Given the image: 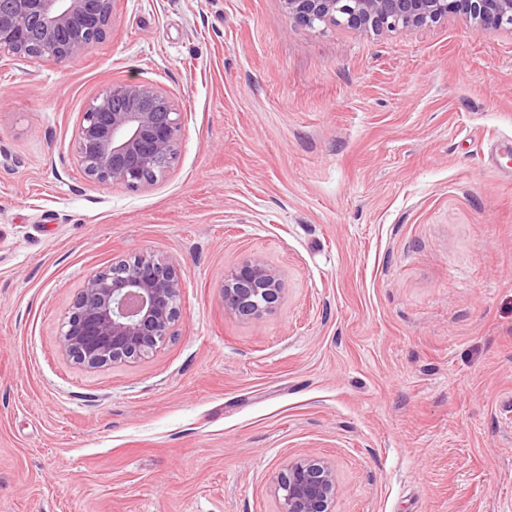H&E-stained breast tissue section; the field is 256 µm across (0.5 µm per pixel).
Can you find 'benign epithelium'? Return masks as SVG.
Returning a JSON list of instances; mask_svg holds the SVG:
<instances>
[{
	"mask_svg": "<svg viewBox=\"0 0 512 512\" xmlns=\"http://www.w3.org/2000/svg\"><path fill=\"white\" fill-rule=\"evenodd\" d=\"M117 0H0V55L65 64L106 35ZM295 23L347 27L358 33L420 28L450 16L480 34L512 31V0H284ZM182 112L160 88L115 83L83 112L75 155L100 185L136 189L157 179L180 152ZM283 290L277 273L246 262L224 278V311L254 317ZM182 281L176 265L146 254L121 259L83 282L67 312L62 352L90 370L132 361L173 336ZM280 512H332L340 493L334 468L308 456L288 463L278 479Z\"/></svg>",
	"mask_w": 512,
	"mask_h": 512,
	"instance_id": "7a95c632",
	"label": "benign epithelium"
}]
</instances>
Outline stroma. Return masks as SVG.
<instances>
[{
	"instance_id": "35a3bbf8",
	"label": "stroma",
	"mask_w": 512,
	"mask_h": 512,
	"mask_svg": "<svg viewBox=\"0 0 512 512\" xmlns=\"http://www.w3.org/2000/svg\"><path fill=\"white\" fill-rule=\"evenodd\" d=\"M158 86L181 150L149 185L86 179L112 83ZM174 261L161 348L59 352L85 278ZM278 304L225 313L224 275ZM316 455L333 512H512V32L379 35L283 0H118L70 63L0 58V512H279ZM282 290V282L272 268L261 261H251L225 276L220 301L225 312L249 318L275 306Z\"/></svg>"
}]
</instances>
